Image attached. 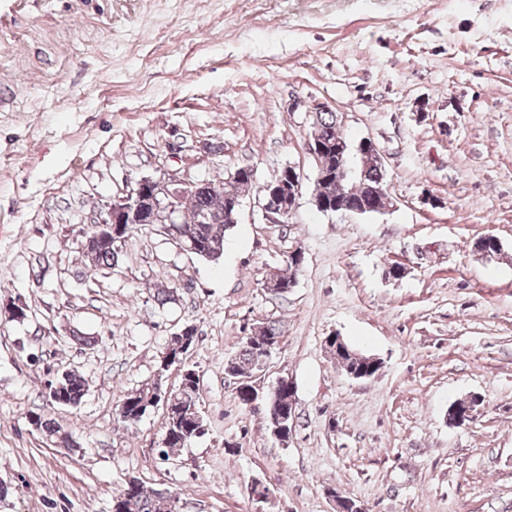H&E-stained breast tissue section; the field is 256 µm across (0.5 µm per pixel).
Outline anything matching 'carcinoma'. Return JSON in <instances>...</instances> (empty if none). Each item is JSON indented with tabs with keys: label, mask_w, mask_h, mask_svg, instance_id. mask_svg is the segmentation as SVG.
I'll list each match as a JSON object with an SVG mask.
<instances>
[{
	"label": "carcinoma",
	"mask_w": 512,
	"mask_h": 512,
	"mask_svg": "<svg viewBox=\"0 0 512 512\" xmlns=\"http://www.w3.org/2000/svg\"><path fill=\"white\" fill-rule=\"evenodd\" d=\"M312 125L330 148L335 147L336 142L344 139L337 115L334 112L314 113ZM211 184L212 181L209 180L196 187L190 206L181 217V223L166 225V232L168 236L175 238L183 245L196 246L197 251L193 252V255L216 262L223 256L226 235L234 228V225L224 223V203L242 197L245 192L253 188L254 181L233 179L224 185V194L222 195L218 194ZM204 215L210 218L211 223H199L200 218ZM135 229L136 225L134 224H117L111 229H101L104 234H112L114 242L100 240L89 250L83 252V256L95 268L112 269L119 262L120 250L117 249L119 242L126 241ZM260 331L261 335L259 336L245 337L238 352L227 359L231 377L240 378L255 373L262 354L261 345L268 342L278 345L284 335L282 325L276 320L262 323ZM190 332L193 336L190 346L183 348L179 346V340L175 339L172 346L167 348V356L171 359L172 365L183 364V354L195 345V327H190ZM181 381L182 384L177 389L170 391L168 399L169 405L181 412V417L178 420L170 415L166 417L161 455L167 458L190 445L208 430L206 419L203 418L200 408L199 375L194 369L187 367L185 375L181 376ZM161 385H163L162 379L154 378L136 389L125 392L121 396L117 408L119 418L128 425L140 422L145 413L152 410L155 391ZM86 393V380L71 371L61 374L49 383L47 398L55 405L77 407L82 403ZM32 417L36 418L39 430L51 443L64 448L78 447V442L73 436L52 420L45 418L40 413H34ZM119 494L125 495L124 512H169L167 498L158 490H147L140 485L128 494L122 490L119 491Z\"/></svg>",
	"instance_id": "1"
}]
</instances>
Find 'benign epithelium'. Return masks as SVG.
Returning a JSON list of instances; mask_svg holds the SVG:
<instances>
[{
	"mask_svg": "<svg viewBox=\"0 0 512 512\" xmlns=\"http://www.w3.org/2000/svg\"><path fill=\"white\" fill-rule=\"evenodd\" d=\"M336 183L342 187L343 196L348 198L352 194L350 186H358V180L365 172L374 168L378 171L385 170L384 158L377 145L370 139H363L357 146H351L345 142L336 144ZM198 180L172 179L165 176L143 177L138 180L132 192L119 198L110 204L99 214L95 225L110 226L112 224H177L179 218L188 205L189 197L195 191ZM384 181L371 187L374 202L371 206L359 207L351 204H338L334 207H327L319 198H314L316 208L325 214H348L357 216L381 215L392 208L390 197H381ZM301 175L295 167L288 165L281 169L274 184L275 192L284 197L285 203L282 209L273 213L265 211L268 216H276L282 222H288L290 216L297 209L301 196ZM273 351L264 350L261 356L258 371L249 379L242 381V389L246 393L250 403H255L259 397L254 381L264 375L270 365ZM480 400L476 397L465 401L466 415L474 419ZM294 408L288 410L277 408L268 409V422L271 433L285 445L292 435ZM465 418V419H467ZM458 408L448 410V423L455 427L465 425ZM329 496L334 502L336 512H366V509L343 497L339 492L329 491Z\"/></svg>",
	"mask_w": 512,
	"mask_h": 512,
	"instance_id": "1",
	"label": "benign epithelium"
}]
</instances>
